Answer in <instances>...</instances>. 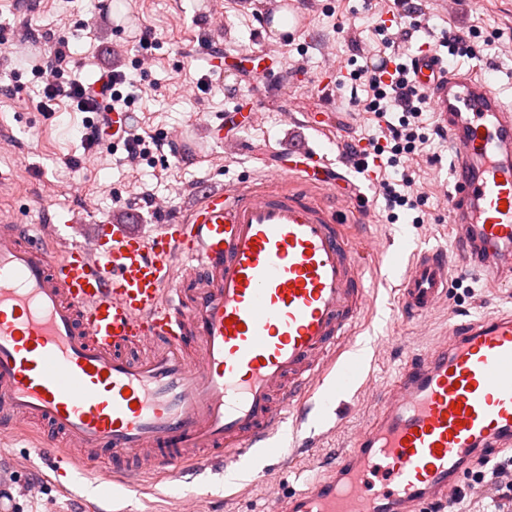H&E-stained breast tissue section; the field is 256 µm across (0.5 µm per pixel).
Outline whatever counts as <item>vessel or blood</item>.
I'll return each mask as SVG.
<instances>
[{
    "label": "vessel or blood",
    "mask_w": 512,
    "mask_h": 512,
    "mask_svg": "<svg viewBox=\"0 0 512 512\" xmlns=\"http://www.w3.org/2000/svg\"><path fill=\"white\" fill-rule=\"evenodd\" d=\"M280 11L290 32L263 17L261 40L304 33L292 0ZM413 69L452 146L457 230L454 247L417 248L401 275V310L416 318L446 297L451 273L512 268V104L429 47ZM292 154L279 186H204L187 216L140 234L132 209L90 246L72 241L73 214L1 216L0 430L34 418L57 433L33 443L56 476L108 454L130 487L203 450L217 462L255 447L279 457L292 410L315 392L333 404L356 376L333 362L368 302L348 228L309 194L343 176L308 146ZM379 400L330 472L276 512H444L464 462L512 446V314L449 328Z\"/></svg>",
    "instance_id": "b4317fda"
}]
</instances>
